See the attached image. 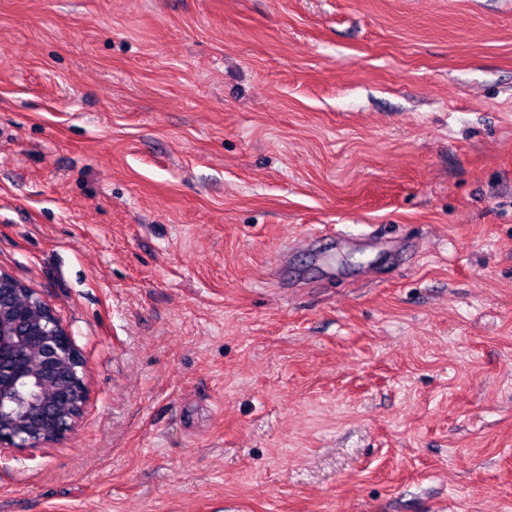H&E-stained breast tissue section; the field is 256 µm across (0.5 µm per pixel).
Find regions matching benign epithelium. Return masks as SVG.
<instances>
[{
	"mask_svg": "<svg viewBox=\"0 0 512 512\" xmlns=\"http://www.w3.org/2000/svg\"><path fill=\"white\" fill-rule=\"evenodd\" d=\"M27 296L26 309L11 300ZM41 365L24 355L32 344ZM84 360L50 304L11 274L0 271V445L35 448L74 431L87 403Z\"/></svg>",
	"mask_w": 512,
	"mask_h": 512,
	"instance_id": "benign-epithelium-1",
	"label": "benign epithelium"
}]
</instances>
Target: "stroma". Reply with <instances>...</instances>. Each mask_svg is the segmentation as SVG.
Instances as JSON below:
<instances>
[{"label": "stroma", "mask_w": 512, "mask_h": 512, "mask_svg": "<svg viewBox=\"0 0 512 512\" xmlns=\"http://www.w3.org/2000/svg\"><path fill=\"white\" fill-rule=\"evenodd\" d=\"M0 270V512H512V0H0ZM0 287L5 288L0 289V445L36 448L57 442L74 431L86 407L83 356L40 294L2 270ZM20 294L27 296L25 311L11 304ZM34 343L41 365L38 348L29 349ZM27 350V364L34 369L40 365L36 371L24 361ZM49 383L55 385L57 402L66 404L62 410L70 414L68 421L43 430L36 421L50 411Z\"/></svg>", "instance_id": "stroma-1"}]
</instances>
